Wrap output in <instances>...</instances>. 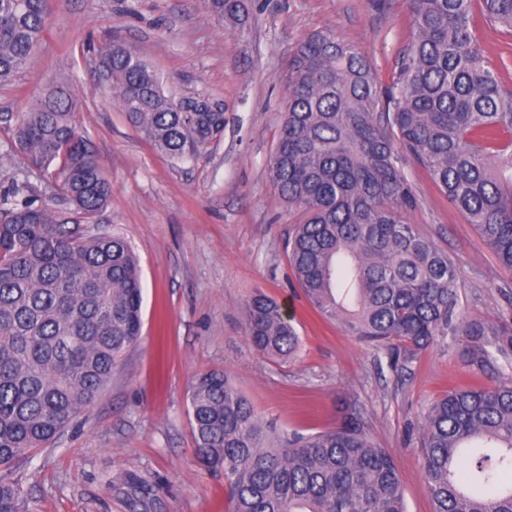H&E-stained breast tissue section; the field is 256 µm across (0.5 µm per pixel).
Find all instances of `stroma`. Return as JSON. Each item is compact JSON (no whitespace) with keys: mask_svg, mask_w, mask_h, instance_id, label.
<instances>
[{"mask_svg":"<svg viewBox=\"0 0 512 512\" xmlns=\"http://www.w3.org/2000/svg\"><path fill=\"white\" fill-rule=\"evenodd\" d=\"M35 64L0 86V113L27 111L52 83L82 99L79 121L112 183L98 224L125 238L139 261L142 336L113 369L93 407L16 470L33 512H228L224 478L199 465L187 415L203 373L224 372L259 415L289 433L335 426L359 410L367 432L395 457L406 512H432L419 456L430 404L477 384L456 343L390 368L383 351L349 336L306 300L285 244L294 220L268 176L287 110L286 64L308 33L334 27L355 45L379 85L391 81L409 40L404 0H251L243 27L218 22L204 0H49ZM131 45L157 71L165 94L224 105L227 125L195 160L155 150L126 121L99 75L108 36ZM0 127V195L25 182L51 186ZM417 198L407 223L454 259L467 316L512 309V270L502 267L426 172L405 163ZM281 305L302 350L292 360L255 351L247 305L257 294ZM153 486L125 496L129 475Z\"/></svg>","mask_w":512,"mask_h":512,"instance_id":"35a3bbf8","label":"stroma"}]
</instances>
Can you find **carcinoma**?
I'll use <instances>...</instances> for the list:
<instances>
[{
    "mask_svg": "<svg viewBox=\"0 0 512 512\" xmlns=\"http://www.w3.org/2000/svg\"><path fill=\"white\" fill-rule=\"evenodd\" d=\"M411 36L379 91L356 46L331 27L310 33L288 63L285 112L269 176L297 211L288 263L309 303L390 367L457 342L481 386L453 390L424 414L420 456L433 512H512V311L465 315L456 265L404 221L416 204L403 163L423 168L512 269V90L488 58L475 10L512 32V0H406ZM236 28L245 0H208ZM48 0H0V84L38 57ZM101 78L129 124L177 161L224 133V111L166 96L153 67L118 42ZM68 86L0 118L14 146L56 188L45 201L0 198V512H30L17 464L86 413L141 336L142 287L127 241L94 224L112 197L102 159ZM260 353L294 358L301 342L274 300L247 307ZM195 455L224 476L229 512H406L399 468L361 413L309 435L263 421L224 373L189 394Z\"/></svg>",
    "mask_w": 512,
    "mask_h": 512,
    "instance_id": "obj_1",
    "label": "carcinoma"
}]
</instances>
